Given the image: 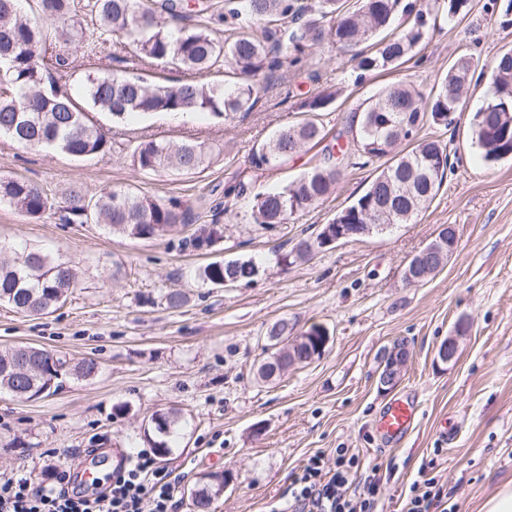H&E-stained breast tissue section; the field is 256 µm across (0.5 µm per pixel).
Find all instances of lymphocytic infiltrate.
<instances>
[{"instance_id":"f902f5d3","label":"lymphocytic infiltrate","mask_w":512,"mask_h":512,"mask_svg":"<svg viewBox=\"0 0 512 512\" xmlns=\"http://www.w3.org/2000/svg\"><path fill=\"white\" fill-rule=\"evenodd\" d=\"M433 463H425L411 486L404 512H439L446 494ZM51 484L32 488L24 478L0 479V512H178L179 479L157 467L147 450L114 469L109 485L85 495L71 487L66 464L53 468ZM381 478L378 468H365L350 449L334 451L333 464L310 456L294 473L288 496L271 512H376Z\"/></svg>"}]
</instances>
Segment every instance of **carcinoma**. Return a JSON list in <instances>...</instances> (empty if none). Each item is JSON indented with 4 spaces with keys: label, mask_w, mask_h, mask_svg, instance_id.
Masks as SVG:
<instances>
[{
    "label": "carcinoma",
    "mask_w": 512,
    "mask_h": 512,
    "mask_svg": "<svg viewBox=\"0 0 512 512\" xmlns=\"http://www.w3.org/2000/svg\"><path fill=\"white\" fill-rule=\"evenodd\" d=\"M18 2L0 0V135L21 146L48 148L75 158L111 150L88 117L92 110L117 120L154 113H208L227 120L255 108L259 78L272 77L287 63H299L313 46L325 42L350 54L361 72L392 71L421 51L430 19L440 14L450 20L464 17L470 5V0H356L346 9L340 0H317L305 6L299 0H224V10L189 24L182 0H92L90 12L99 33L133 47L140 65L168 64L196 74L224 67L234 81L229 87L197 81L168 86L150 84L138 74L111 77L90 72L75 97L59 89L56 78L83 44V27L73 19V0H28L32 13L63 21V27L52 30L22 18ZM216 23L225 24L222 38L213 30ZM478 67L489 81L485 102L472 119V142L487 162L512 157V49L482 67L462 54L429 92L401 80L356 110L347 131H356L358 147L342 142L347 131L337 132L334 144L325 146L336 163L317 164L278 190L255 194L250 200L254 222L282 224L317 207L336 191L339 165L357 157L366 164L383 158L386 162L365 192L328 223L356 224L364 212L379 206L390 209L383 223H411L435 199L448 169L447 146L420 132L448 127V116L463 109ZM337 97L338 91L323 89L298 100L295 109L301 120L253 147L251 167L278 168L308 145L327 139L321 116ZM132 163L142 171L191 174L210 163V151L202 143L152 139L134 148ZM2 201L31 218L50 208L44 189L21 178L0 180ZM65 203L68 221L105 224L137 240H153L185 223L186 212L128 188L89 197L74 187ZM222 238V225L212 224L192 242L208 248ZM311 246V241L301 239L281 261H303ZM255 268L250 259L214 261L201 269L199 277L215 286L224 285L226 279L250 282ZM74 283L71 262L40 251L12 257L0 246L1 305L28 316L49 314L64 304ZM302 336L305 341L290 347L291 353L280 348L271 352L258 368L260 378L268 379L263 368L280 360L294 367L309 364L322 346L321 326L311 325ZM98 371L92 357L71 366L44 348L30 356L22 347L0 351V391L20 398L49 397L57 391L60 377L87 379ZM180 421L176 410L152 415L145 436L160 457L171 454L168 437L176 433ZM223 494L224 475L202 476L191 499L192 512H212L214 501Z\"/></svg>",
    "instance_id": "1"
}]
</instances>
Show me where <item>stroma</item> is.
I'll use <instances>...</instances> for the list:
<instances>
[{"label":"stroma","instance_id":"stroma-1","mask_svg":"<svg viewBox=\"0 0 512 512\" xmlns=\"http://www.w3.org/2000/svg\"><path fill=\"white\" fill-rule=\"evenodd\" d=\"M493 0H470L462 21L440 22L428 43L401 69L357 74L335 49L318 45L299 65L259 84L253 112L224 121L208 114L177 120L165 113L105 122L110 153L77 159L45 148H24L0 137V178L23 177L54 202L72 187L90 196L129 186L178 210L191 223L154 240L112 233L102 224H66L57 211L41 218L0 203V244L14 253L40 249L73 261L77 278L66 302L31 318L0 305V350L36 346L76 363L95 358L98 374L63 380L50 397L0 394V479L50 482L66 459L73 469L86 449L144 448L153 413L177 410L182 427L162 467L179 476L178 512H190L188 492L201 475L221 473L224 494L215 512H269L287 495L293 474L316 453L332 458L348 448L382 476L380 512H402L418 471L435 460V475L454 512H480L512 480V160L484 163L471 140L474 112L484 101V81L471 83L466 106L439 138L448 147L444 184L410 224L316 249L289 266L279 257L361 195L375 164L344 165L334 194L283 224H257L249 195L275 189L323 163L310 146L282 168L257 172L250 150L274 131L296 123L297 98L325 88L339 95L325 112L330 131L346 127L360 103L385 85L410 80L430 88L459 55L476 63L512 49V25L503 24ZM139 74L175 84L189 72L136 65L131 50L82 49L72 81L88 72ZM154 138L192 140L212 147L209 165L193 174L145 173L132 164L134 143ZM242 182L247 194L225 197ZM220 224L224 237L208 250L191 240L203 225ZM454 225L458 248L424 283L403 281L407 262L431 242L441 225ZM251 259L258 275L248 283L203 284L200 268ZM188 297L178 309L165 296ZM288 319L297 331L327 328L320 358L260 381L270 324ZM468 331L456 359L437 362V344L458 323ZM404 341L409 360L394 387L378 383L385 350ZM411 397L417 421L399 443L381 439L374 421L396 397Z\"/></svg>","mask_w":512,"mask_h":512}]
</instances>
